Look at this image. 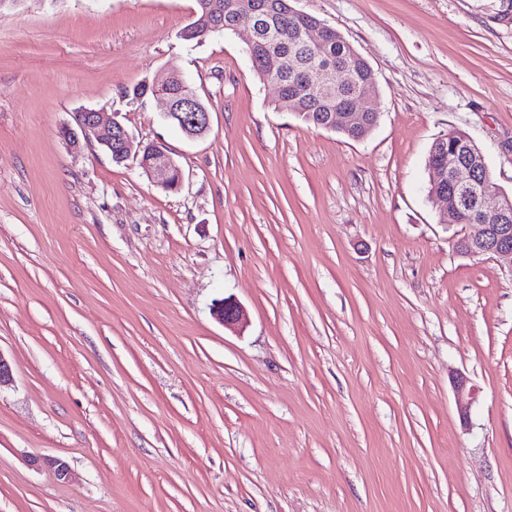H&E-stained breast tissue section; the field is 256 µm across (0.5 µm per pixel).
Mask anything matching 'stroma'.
<instances>
[{
  "instance_id": "stroma-1",
  "label": "stroma",
  "mask_w": 512,
  "mask_h": 512,
  "mask_svg": "<svg viewBox=\"0 0 512 512\" xmlns=\"http://www.w3.org/2000/svg\"><path fill=\"white\" fill-rule=\"evenodd\" d=\"M291 4L373 69L364 139L280 109L245 31L184 42L196 0L0 5V512H512V265L457 251L426 165L464 132L512 195V0ZM173 71L204 138L124 95ZM83 109L181 188L72 151ZM73 116L75 117L74 125H68L64 130L71 149L80 150L83 143L91 144L93 141H96L100 146L111 151V155L115 157L123 154L125 161L131 157L136 160L138 159V149L143 144L137 141L126 126L118 120V113L114 112L112 118L105 119L102 112L84 109L82 112H75ZM119 143L122 145L123 151L119 154L113 153V144ZM149 145L151 144L146 143L140 149V160L142 162H146L151 156L152 151L149 149ZM135 146L138 149L133 153ZM126 151H128V155L125 154ZM143 166L148 177L156 185L165 188L170 181L172 186L167 190H173V186L178 181L179 173L177 170L172 172L177 166L164 149L160 148L155 151L152 154L151 160L147 161ZM215 318L227 328H236L245 320L244 309L232 298L216 300L213 305ZM454 395L459 414L464 420L476 401V389L473 386H467V381L463 378H457L454 385Z\"/></svg>"
}]
</instances>
